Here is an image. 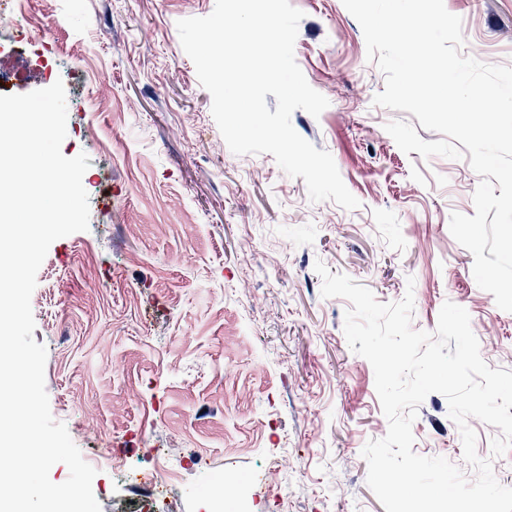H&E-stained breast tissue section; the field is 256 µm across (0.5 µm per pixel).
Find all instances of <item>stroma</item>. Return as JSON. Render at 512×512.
Returning a JSON list of instances; mask_svg holds the SVG:
<instances>
[{"mask_svg":"<svg viewBox=\"0 0 512 512\" xmlns=\"http://www.w3.org/2000/svg\"><path fill=\"white\" fill-rule=\"evenodd\" d=\"M8 2L25 41L0 52V71L27 77L0 92L48 87L58 69L61 150L89 157V229L51 244L31 298L54 420L87 461L147 470L166 456L176 479L151 512H208L201 459L252 473L249 512H385L361 455L388 431L374 371L347 343L349 302L322 297L314 265L382 303L413 290L417 330L435 331L445 301L464 307L499 345L486 363L512 369V312L478 287L449 230L452 213H475L469 151L374 105L384 76L342 0H290L304 14L295 60L329 101L291 123L331 154L353 210L310 201L271 154L228 148L177 30L215 0ZM444 3L462 19L463 54L477 45L480 61L512 67V0ZM469 424L512 487V450L491 452L499 428ZM412 432L417 454L463 465L443 395L424 400ZM92 489L101 512H142V492L111 467Z\"/></svg>","mask_w":512,"mask_h":512,"instance_id":"stroma-1","label":"stroma"}]
</instances>
